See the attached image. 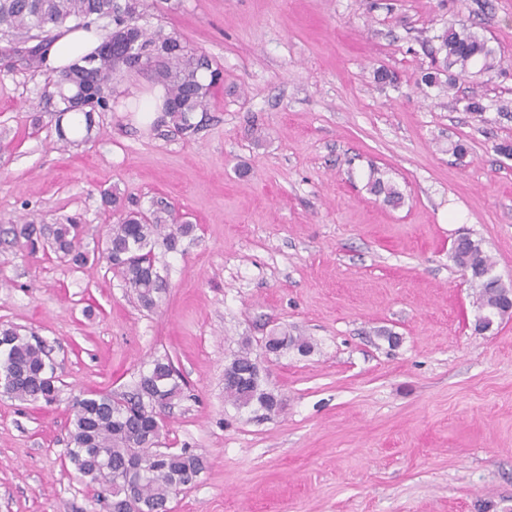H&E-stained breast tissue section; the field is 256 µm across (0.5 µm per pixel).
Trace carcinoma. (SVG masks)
<instances>
[{"label":"carcinoma","instance_id":"cac0c4a2","mask_svg":"<svg viewBox=\"0 0 512 512\" xmlns=\"http://www.w3.org/2000/svg\"><path fill=\"white\" fill-rule=\"evenodd\" d=\"M143 10L144 0H0V36H9L10 46L23 45L17 55L32 71L46 65L52 43L68 24L86 28L101 16L112 15V25L102 29V36L112 42V51L101 50L54 69L48 76L49 96L58 101L56 130L65 144L78 145L89 138L95 114L109 105L115 76L127 70L121 59L130 49L144 56L147 71L165 90L161 125L183 134L197 131L193 114L206 111L220 84V70L177 33L141 25ZM492 67L493 51L485 40L450 27L422 81L429 86L445 82L451 88L457 77L477 76ZM370 191L392 206L403 201L394 186L378 177L371 179ZM103 200L117 216L107 232L106 258L141 306L153 308L162 283L154 248L161 243L176 250L182 239L192 235L194 226L175 223L171 207L162 201L144 211L126 206L115 190L104 191ZM165 227L168 232L164 234ZM8 233L32 255L44 248V231L34 224H12ZM51 247L77 267L89 262L76 224L54 225ZM452 258L477 289L478 310L492 321L512 314L504 289L494 287L489 276L493 263L478 242L466 238L452 251ZM311 348L307 338L283 333L275 336L272 354L295 350L303 355ZM0 378L6 383L5 396L15 401L51 404L59 395L55 366L44 342L13 325L0 326ZM225 378L224 397L234 406H255L269 415L283 411V398L263 387L250 348L234 355L225 368ZM181 392L170 360L157 359L148 372L140 374L130 392H84L73 397L67 458L86 484L97 488L98 497L114 503L125 497L126 464L131 460L139 466L134 487L137 512H153L198 481L208 466L203 456L185 448L159 452L149 447L160 434L163 412Z\"/></svg>","mask_w":512,"mask_h":512}]
</instances>
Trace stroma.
Returning a JSON list of instances; mask_svg holds the SVG:
<instances>
[{"mask_svg": "<svg viewBox=\"0 0 512 512\" xmlns=\"http://www.w3.org/2000/svg\"><path fill=\"white\" fill-rule=\"evenodd\" d=\"M143 23L224 72L194 135L140 112L154 84L138 71L63 146L45 74L0 56V225L75 221L93 254L74 268L0 243V324L45 341L60 388L49 405L0 398V512H105L66 457L71 399L132 390L156 359L183 384L162 448L210 463L171 512H512V316L476 329L451 258L468 232L512 288V158L495 150L512 141V0H146ZM451 26L495 67L426 87ZM113 186L196 226L156 248L151 309L97 251ZM283 330L312 352L264 354ZM246 345L283 412L225 400Z\"/></svg>", "mask_w": 512, "mask_h": 512, "instance_id": "obj_1", "label": "stroma"}]
</instances>
